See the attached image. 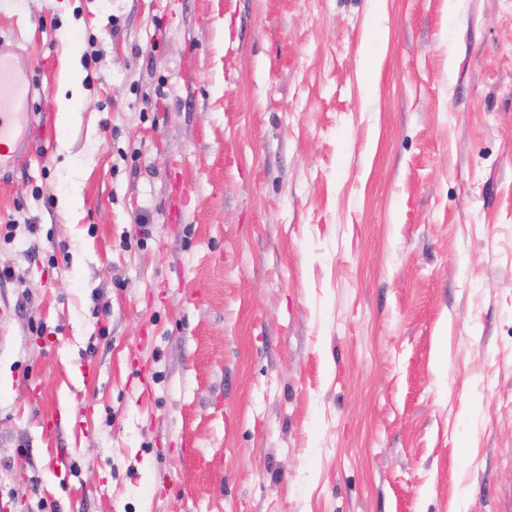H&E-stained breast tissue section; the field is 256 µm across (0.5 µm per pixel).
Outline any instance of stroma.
Segmentation results:
<instances>
[{
  "instance_id": "stroma-1",
  "label": "stroma",
  "mask_w": 512,
  "mask_h": 512,
  "mask_svg": "<svg viewBox=\"0 0 512 512\" xmlns=\"http://www.w3.org/2000/svg\"><path fill=\"white\" fill-rule=\"evenodd\" d=\"M0 41V512H512V0H5ZM37 85L29 68L0 43V171L10 168L26 150L28 106Z\"/></svg>"
}]
</instances>
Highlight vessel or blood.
Listing matches in <instances>:
<instances>
[{
	"label": "vessel or blood",
	"instance_id": "obj_1",
	"mask_svg": "<svg viewBox=\"0 0 512 512\" xmlns=\"http://www.w3.org/2000/svg\"><path fill=\"white\" fill-rule=\"evenodd\" d=\"M36 89L30 69L0 43V170L12 167L26 149L28 106Z\"/></svg>",
	"mask_w": 512,
	"mask_h": 512
}]
</instances>
